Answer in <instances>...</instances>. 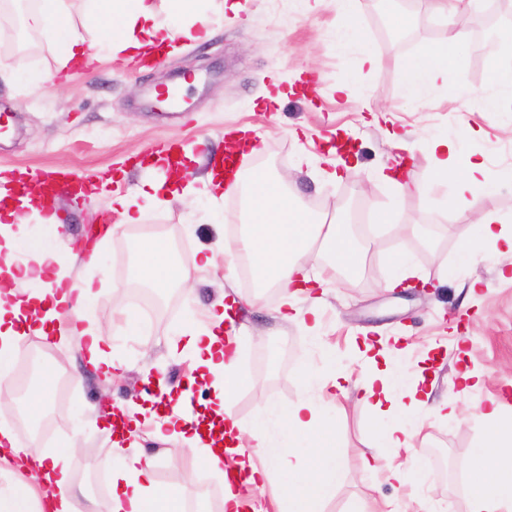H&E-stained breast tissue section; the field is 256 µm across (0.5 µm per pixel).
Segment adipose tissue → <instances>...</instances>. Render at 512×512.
I'll return each instance as SVG.
<instances>
[{"instance_id": "ef3b65f1", "label": "adipose tissue", "mask_w": 512, "mask_h": 512, "mask_svg": "<svg viewBox=\"0 0 512 512\" xmlns=\"http://www.w3.org/2000/svg\"><path fill=\"white\" fill-rule=\"evenodd\" d=\"M88 15L108 32L109 53L147 52L163 49L191 37V27L172 28L160 17L157 0H83ZM26 31L47 35L57 46L60 68L90 57L86 38L71 22L69 0H34L22 16ZM464 39L454 35L448 45L400 65L403 94L423 102L428 91L448 83V71L461 53ZM431 182L427 185L384 174L395 194L425 195L433 189H450V208L467 216L474 196L495 194L501 185L512 184V166L489 170L483 161L458 152L445 139L432 141L427 154ZM243 191L250 219L237 236L236 250H225L224 266L234 271L239 258H247L258 287L279 288L283 301L312 296L317 284L309 266L320 260L354 270L361 252L346 225L327 224L307 208L293 202L283 183L272 174L256 170L239 173L232 180L207 173L202 181H190L172 172L160 179L137 185L112 200L113 210L129 212L138 200L163 206L171 200L189 202L197 198L218 201L221 188ZM512 254V230L489 211L479 219V238L460 249V262L471 266L479 258L482 244ZM136 276L153 288H171L188 282L190 270L175 266L165 239L148 238L134 247ZM72 255L53 243L21 233L0 238V391L12 385L14 354L26 334L48 335L58 330L75 342L88 362L112 370L108 341L92 320V281L71 276L65 270ZM224 303L203 313H193L191 325L168 344L171 355L189 357L195 368L213 376L215 393L210 418L198 421L186 402H178L171 415L162 418L169 440L183 455L210 466H223L233 475H246L247 482L265 489L271 473L280 474L284 488L277 512H323L324 503L336 495L341 483L337 464L336 426L326 413L330 395H302L292 404L273 406L269 420L244 427L233 413L243 379L238 370L240 336H225ZM388 369L376 370L362 387V401L378 413H394L398 419L382 427L377 435L381 448H411L419 427L405 421L413 410L429 408V397L418 388L394 392ZM487 428L483 444L473 457L484 465L483 475L470 490L469 512H512V470L501 461L512 458V407L493 400L480 411ZM259 439L266 456L265 467H256L244 442ZM29 466L24 480L0 488V512H74L73 501L64 494L69 470L63 460L46 461L34 450L27 451ZM153 458L138 450L117 449L104 467L111 475L112 512H181L178 493L156 486ZM60 487L59 495L42 503L38 489Z\"/></svg>"}]
</instances>
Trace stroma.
Segmentation results:
<instances>
[{
    "label": "stroma",
    "instance_id": "1",
    "mask_svg": "<svg viewBox=\"0 0 512 512\" xmlns=\"http://www.w3.org/2000/svg\"><path fill=\"white\" fill-rule=\"evenodd\" d=\"M240 10L223 11L221 0H200L195 39L184 40L175 53L156 57L147 67L125 55H101L87 73L61 72L58 81L41 88L26 82L29 73L56 67V52L43 35L33 51L12 49L11 19H0V67L11 76L0 80V113L10 115L12 133L0 138V170H75L107 175L100 189L61 193L52 205L67 223L54 227L30 218L21 228L31 238H49L76 253L70 272L93 279V320L110 336L122 366L104 378L76 346L46 341V356L63 377L62 385L43 391L40 382H25L24 396L0 395V424L12 428L16 442L54 457L64 447L91 460L95 467L115 450L116 437L108 409L144 401L146 368L160 371L173 391H181L190 373L189 358H174L167 341L189 322L184 295L170 289L147 331L119 322L118 313L144 290L134 284L132 249L139 239L159 235L173 259L192 267L198 254L225 239L226 227L242 223L239 197L214 205L201 199L167 206H146L140 219L125 223L111 208L114 196L147 179L138 162L153 144L178 141L195 157L190 175L203 178L211 155L224 152V132L246 128L247 142L257 144L255 166L283 176L291 195L327 221L347 224L361 249L358 271L350 279L332 273L322 262L312 270L328 281L322 296L323 334L313 335L300 321H284L275 310L276 289L264 290L259 306H248L253 290L242 275L227 277L223 263L194 274L190 283L198 308L211 306L227 292L238 301L235 323L244 329L239 370L244 383L233 413L244 427L275 404L293 403L305 391L304 376L322 353L332 352L349 378L346 394L327 408L337 425L336 446L342 483L324 512H468L470 481L481 468L473 450L485 438L477 407L495 396L512 404V254L485 250L478 265L461 268V246L478 236L477 219L487 210L512 223V185L478 198L468 217L447 212L441 200L415 195L403 198L377 177L385 167L403 166L406 177L430 178L427 141L451 135L461 127L480 130L463 142L465 152H482L491 168L512 164V112L482 111L480 92L489 88L491 67L512 69V59L489 40L482 25L498 12L495 0H471L455 20L436 13L432 0H357L356 17L366 45L379 57L376 70L360 69L357 48L337 51L336 14L330 0H237ZM467 35L455 59L447 86L433 91L426 103L404 101L399 94V65L448 42L456 31ZM189 83L185 101L192 123L160 108L159 92L178 79ZM353 84V94L340 88ZM383 110L373 119V110ZM401 136L408 150L394 147ZM355 140L354 164L348 175L324 183L317 170L301 165L310 154L321 165L336 156V136ZM392 211L390 223L376 222ZM110 213L117 231L102 239L91 232L96 212ZM98 264H88L91 251ZM409 256L417 271L414 286L390 290L393 255ZM401 345L393 363L398 387L420 382L433 401L456 405L458 416L414 415L425 438L416 454H386L375 447L382 419L360 401L358 386L374 368L360 353L362 343ZM479 376L481 385L462 393L458 373ZM45 421L49 439L32 437L20 418ZM154 456L153 477L176 490L181 499L204 497L209 512H224V484L216 470L191 476V461L166 453L165 441L141 427L129 440ZM376 466L364 468L363 457ZM420 465L422 478L403 486L385 480L389 463Z\"/></svg>",
    "mask_w": 512,
    "mask_h": 512
}]
</instances>
